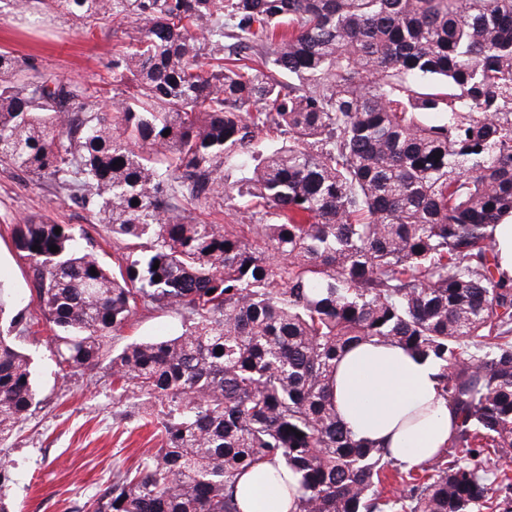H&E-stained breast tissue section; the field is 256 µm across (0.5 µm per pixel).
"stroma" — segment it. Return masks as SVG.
Segmentation results:
<instances>
[{"instance_id":"1","label":"stroma","mask_w":512,"mask_h":512,"mask_svg":"<svg viewBox=\"0 0 512 512\" xmlns=\"http://www.w3.org/2000/svg\"><path fill=\"white\" fill-rule=\"evenodd\" d=\"M111 27L86 29L70 16L38 7L25 13L0 0V51L14 55L35 73L75 78L99 94L112 88V48L123 42ZM31 215H45L87 235L104 265L113 261L112 236L69 202L27 175L0 168V285L14 311L33 324L18 341L30 356L39 403L12 438L0 442V503L8 512H90L87 503L112 482L117 468H136L158 440L140 414L116 403L109 356L82 370L60 372L52 329L32 290V271L16 249L12 227ZM180 319L166 311L138 312L131 327L109 343L111 353L128 343L180 332Z\"/></svg>"}]
</instances>
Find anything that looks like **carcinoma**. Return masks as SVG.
I'll use <instances>...</instances> for the list:
<instances>
[{"mask_svg":"<svg viewBox=\"0 0 512 512\" xmlns=\"http://www.w3.org/2000/svg\"><path fill=\"white\" fill-rule=\"evenodd\" d=\"M13 3L128 38L109 110L0 51V165L112 233L109 271L67 224L14 225L61 370L106 355L140 309L185 326L112 355L116 401L156 414L160 446L93 512H241L263 462L298 476L293 512H512V478L484 466L512 454L493 235L512 216V0ZM232 190L242 225L200 219ZM30 323H0V440L38 403L12 336ZM371 340L435 361L458 413L412 470L332 401L343 353Z\"/></svg>","mask_w":512,"mask_h":512,"instance_id":"cac0c4a2","label":"carcinoma"}]
</instances>
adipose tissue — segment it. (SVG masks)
I'll return each instance as SVG.
<instances>
[{"instance_id": "obj_1", "label": "adipose tissue", "mask_w": 512, "mask_h": 512, "mask_svg": "<svg viewBox=\"0 0 512 512\" xmlns=\"http://www.w3.org/2000/svg\"><path fill=\"white\" fill-rule=\"evenodd\" d=\"M438 367L388 343L363 342L345 352L334 374L339 417L356 438L388 447L404 468H413L450 444L458 418L444 397ZM262 463L237 486L242 512H292L293 475L271 481Z\"/></svg>"}]
</instances>
